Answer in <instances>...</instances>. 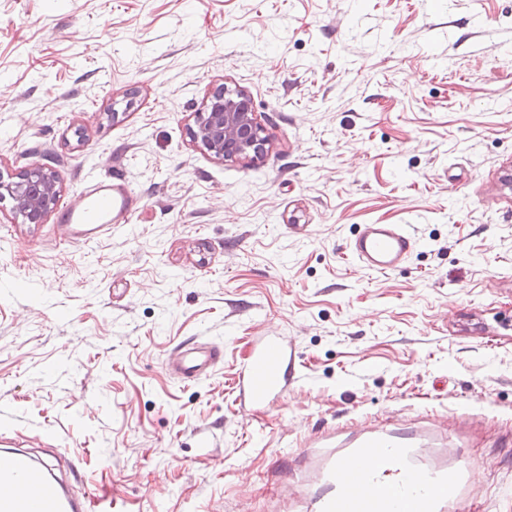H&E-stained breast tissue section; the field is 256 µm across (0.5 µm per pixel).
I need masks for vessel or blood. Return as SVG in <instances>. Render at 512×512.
Segmentation results:
<instances>
[{
	"label": "vessel or blood",
	"instance_id": "obj_1",
	"mask_svg": "<svg viewBox=\"0 0 512 512\" xmlns=\"http://www.w3.org/2000/svg\"><path fill=\"white\" fill-rule=\"evenodd\" d=\"M135 211L123 183L88 181L62 210L59 227L69 241L86 242L129 223ZM416 246L401 224H363L348 245L359 267L377 273L399 268ZM224 360L218 344H187L169 355L167 373L185 383L207 377ZM296 355L283 334L258 338L235 378L243 406L267 407L295 382ZM312 457L303 512H458L472 462L450 448L426 447L416 429L374 426L357 437L309 441ZM57 455L33 458L19 443L0 448V512H103L98 501L74 497L68 485L50 488Z\"/></svg>",
	"mask_w": 512,
	"mask_h": 512
}]
</instances>
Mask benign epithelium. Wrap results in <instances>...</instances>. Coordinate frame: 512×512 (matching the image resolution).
I'll list each match as a JSON object with an SVG mask.
<instances>
[{"label": "benign epithelium", "instance_id": "obj_1", "mask_svg": "<svg viewBox=\"0 0 512 512\" xmlns=\"http://www.w3.org/2000/svg\"><path fill=\"white\" fill-rule=\"evenodd\" d=\"M195 138L218 160L247 158L264 146L262 126L245 91L223 87L210 95L194 113ZM60 186L54 172L33 165L16 180L0 177V199L13 201L14 218L41 224L52 211Z\"/></svg>", "mask_w": 512, "mask_h": 512}]
</instances>
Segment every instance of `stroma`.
<instances>
[{"instance_id":"1","label":"stroma","mask_w":512,"mask_h":512,"mask_svg":"<svg viewBox=\"0 0 512 512\" xmlns=\"http://www.w3.org/2000/svg\"><path fill=\"white\" fill-rule=\"evenodd\" d=\"M244 89L256 156L192 136ZM68 201L119 177L130 223L65 243L0 200V425L81 458L114 512H278L318 432L421 417L474 461L459 512H512V0H0V176ZM362 224L417 246L358 270ZM300 356L237 413L253 340ZM224 345L192 384L163 364Z\"/></svg>"}]
</instances>
